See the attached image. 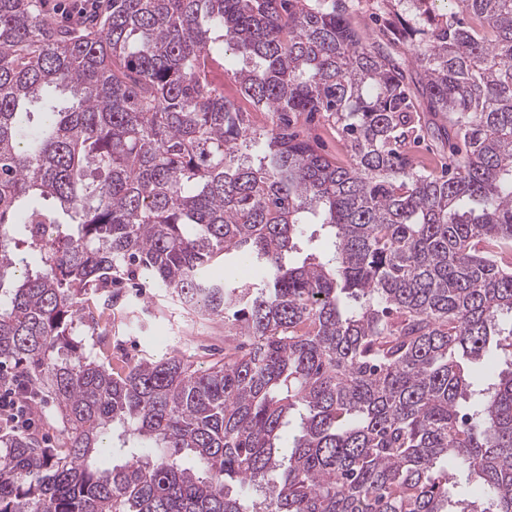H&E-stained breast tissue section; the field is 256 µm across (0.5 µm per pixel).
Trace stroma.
Segmentation results:
<instances>
[{"mask_svg": "<svg viewBox=\"0 0 512 512\" xmlns=\"http://www.w3.org/2000/svg\"><path fill=\"white\" fill-rule=\"evenodd\" d=\"M296 129L323 154L340 155L341 138L324 114L301 117ZM113 312L117 320L112 325V350L123 354L127 363L178 352L190 357L195 367L204 368L211 358L224 354L223 321L195 316L145 274L118 285Z\"/></svg>", "mask_w": 512, "mask_h": 512, "instance_id": "obj_1", "label": "stroma"}]
</instances>
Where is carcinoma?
I'll list each match as a JSON object with an SVG mask.
<instances>
[{
	"mask_svg": "<svg viewBox=\"0 0 512 512\" xmlns=\"http://www.w3.org/2000/svg\"><path fill=\"white\" fill-rule=\"evenodd\" d=\"M429 2L369 38L347 0H109L69 26L0 0V362L65 433L0 432V512H512V0ZM421 105L465 148L445 175L415 163ZM314 112L347 162L291 132ZM307 212L333 250L292 263ZM235 258L261 282L212 276ZM139 271L224 320L223 358L83 352ZM36 428L41 441L50 448H59L63 441V432L54 417L52 403L45 396H38L31 405Z\"/></svg>",
	"mask_w": 512,
	"mask_h": 512,
	"instance_id": "cac0c4a2",
	"label": "carcinoma"
}]
</instances>
